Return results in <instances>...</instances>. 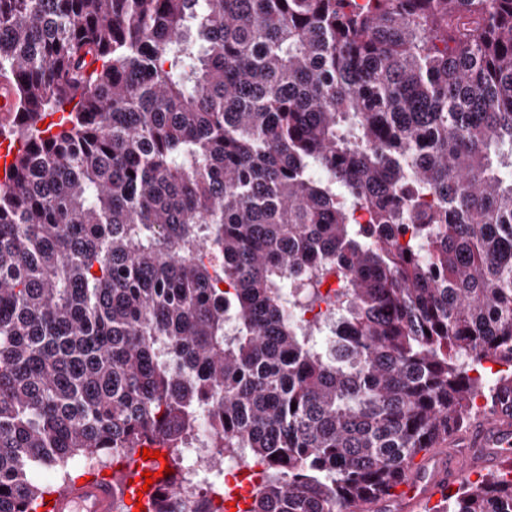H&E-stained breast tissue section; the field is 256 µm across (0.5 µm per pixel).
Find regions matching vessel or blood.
<instances>
[{"label": "vessel or blood", "instance_id": "1", "mask_svg": "<svg viewBox=\"0 0 512 512\" xmlns=\"http://www.w3.org/2000/svg\"><path fill=\"white\" fill-rule=\"evenodd\" d=\"M512 459V385L503 384L496 398L494 412L479 418L466 435L460 453L418 455L410 466L406 480L391 489L389 495L373 503L374 512H420L424 505H436L454 489L473 466L494 469ZM162 461L133 456L125 466L91 476L90 480H73L53 503H42L36 512H118L120 507H134L141 490L157 495L172 490L175 483L163 475ZM157 476L146 484L145 473Z\"/></svg>", "mask_w": 512, "mask_h": 512}]
</instances>
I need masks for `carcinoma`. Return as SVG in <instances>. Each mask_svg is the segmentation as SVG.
I'll list each match as a JSON object with an SVG mask.
<instances>
[{"label":"carcinoma","instance_id":"carcinoma-1","mask_svg":"<svg viewBox=\"0 0 512 512\" xmlns=\"http://www.w3.org/2000/svg\"><path fill=\"white\" fill-rule=\"evenodd\" d=\"M2 80L0 512L201 425L353 512L512 381V0H0Z\"/></svg>","mask_w":512,"mask_h":512}]
</instances>
